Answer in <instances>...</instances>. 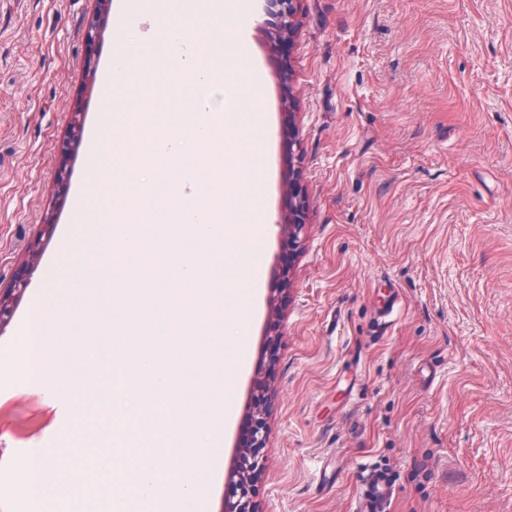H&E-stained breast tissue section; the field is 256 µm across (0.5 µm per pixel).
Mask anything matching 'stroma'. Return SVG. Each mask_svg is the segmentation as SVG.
<instances>
[{"label":"stroma","mask_w":512,"mask_h":512,"mask_svg":"<svg viewBox=\"0 0 512 512\" xmlns=\"http://www.w3.org/2000/svg\"><path fill=\"white\" fill-rule=\"evenodd\" d=\"M132 2L0 0V289L40 243L0 354L17 352L28 302L49 287L93 141L109 156L105 198L123 196L127 165L178 166L150 150L178 136L170 118L183 107L164 45L136 59L128 108L147 122L99 128L102 75ZM249 3L248 71L215 97L221 109L251 101L248 74L260 73L253 109L268 135L224 136L241 183L224 205L247 206L260 156L266 233L255 273L246 243L224 246L240 295L221 311L222 334L246 335L242 366L210 374L233 418L208 512L234 492L260 396V512H350L367 465L392 476L387 512H512V0H300L287 51L274 47L275 18ZM292 181L306 200L296 244L278 227ZM17 395L0 413V455L72 430L63 405Z\"/></svg>","instance_id":"stroma-1"}]
</instances>
